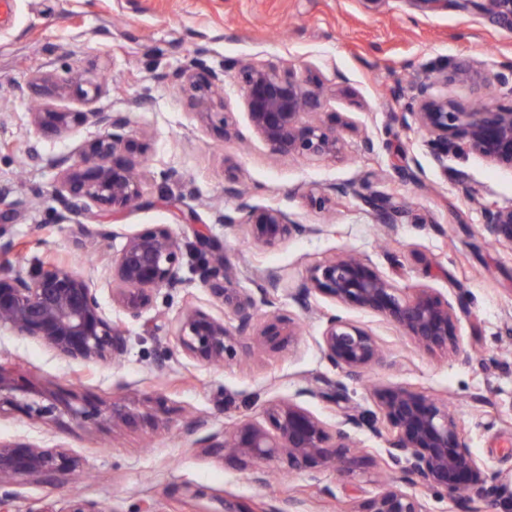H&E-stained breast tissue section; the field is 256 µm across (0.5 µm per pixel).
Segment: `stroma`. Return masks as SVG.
Segmentation results:
<instances>
[{
	"label": "stroma",
	"instance_id": "obj_1",
	"mask_svg": "<svg viewBox=\"0 0 512 512\" xmlns=\"http://www.w3.org/2000/svg\"><path fill=\"white\" fill-rule=\"evenodd\" d=\"M222 69L254 59L311 69L328 85L325 112L343 123V146L333 158L293 159L271 154L253 132L237 87L225 81L224 109L238 131L224 138L189 109L173 78L195 54ZM475 61L488 75L512 64V31L457 0L421 10L410 0H14L0 12V186L9 190L19 218L8 233L15 245L9 262L27 272L51 255L68 257L81 274L99 282L98 296L112 323L126 332L127 351L95 364L67 361L35 340L0 330V365L11 371L13 389L0 404V442L67 448L80 460L72 483L49 485L15 475L8 489L11 512H39L52 504L63 512L74 495L103 512H224L233 501L249 512H356L384 483L378 466L386 444L366 431L356 440L366 461L350 478L322 469L316 476L284 474L278 460L265 462L267 483L252 467L210 455L207 441L247 419L268 426L267 403L295 397L311 386L320 397L307 407L328 425L344 413L371 407L373 386H406L448 402L468 450L496 478L504 494L489 512L512 506V249L480 235L481 203L512 204V169L458 151L447 169L436 167L421 134L399 133L394 120L404 100L397 86L424 72ZM71 66L100 74L106 88L97 103L72 91L46 96L63 111L125 113L129 128L147 143L148 204L105 222L114 239L94 236L76 246L68 225L58 223L54 196L58 172L52 158L71 154L98 132L93 123L44 138L31 122L27 80L37 70ZM374 143L362 150L363 139ZM417 171L419 184L399 181L394 165ZM237 180L251 205L279 207L303 224L323 225L317 236L294 238L272 248L255 245L240 228L214 223L213 209L236 215L238 201L225 185ZM369 180L374 190L400 205L403 217L384 236L370 207L347 197L326 205L313 196L331 184ZM192 181L189 199L237 270L236 288L253 291L257 274L275 270L284 284L276 307L256 305L298 322L299 336L281 351L244 354L233 344L220 365L197 363L182 351L175 326L188 305L237 320L202 287L190 260H183L178 288L157 291L139 319L112 302L105 273L126 235L166 224L183 241L191 226L178 223L166 194ZM352 250L410 289L421 284L470 311L457 339L470 352L465 364L452 352L424 350L378 317L348 311L371 330L387 361L353 382L323 359L318 340L324 321L304 314L293 288L309 269ZM345 385L336 401L323 399L332 384ZM140 415L134 425L107 417L113 403ZM75 408L85 417H72Z\"/></svg>",
	"mask_w": 512,
	"mask_h": 512
}]
</instances>
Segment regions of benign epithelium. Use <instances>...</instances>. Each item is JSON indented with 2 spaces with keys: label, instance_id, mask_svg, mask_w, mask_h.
Instances as JSON below:
<instances>
[{
  "label": "benign epithelium",
  "instance_id": "obj_1",
  "mask_svg": "<svg viewBox=\"0 0 512 512\" xmlns=\"http://www.w3.org/2000/svg\"><path fill=\"white\" fill-rule=\"evenodd\" d=\"M485 9L500 26L512 30V0H483ZM248 111L254 133L279 156L333 158L341 149L336 117L323 119L326 95L324 81L317 75H300L293 65L273 67L259 61H245L231 68ZM181 91L190 108L231 138L235 129L217 97L223 82L205 60L196 55L178 73ZM469 81L512 85V66L493 76L465 64L455 71L426 72L395 95L406 99L404 111L395 121L404 130H417L425 138L433 163L448 168V154L465 149L481 159L512 169V109L502 111L485 104L479 112H468L448 96V84ZM76 89L94 102L103 86L95 76L68 67L60 75L54 70L37 71L27 89L34 95L47 86ZM35 127L46 137H59L71 128L91 120L98 133L72 155L56 157L58 169L55 195L61 207L59 223L70 225L79 238L92 232L87 220H118L129 207L149 204L144 199L142 181L147 176L146 144L128 131L122 112H67L45 106L31 113ZM225 192L240 199L243 220L221 211L214 223L241 226L256 243L272 247L294 238L318 235L322 227L298 224L281 208H257L249 204L235 184ZM8 193L0 189V239L14 221ZM366 202L376 208L388 231L396 229V212L386 208V200L373 192ZM482 237L494 245L512 248V205L496 202L482 205ZM194 227L200 260L201 284L215 298L229 305L237 317L236 331L224 320L190 308L182 315L176 337L191 359L213 364L224 361L235 336H247L262 347L281 349L298 335L295 326H283L274 318L254 322L256 300L275 305L280 277L274 272L257 276L255 294L233 288L234 269L225 263L223 247L200 222L196 211L180 215ZM187 245L168 225L160 224L147 233L126 236V241L108 266L112 302L130 319H138L150 305L153 292L180 286L179 268ZM98 286L79 274L68 262L43 263L28 274H15L8 263L0 265V329L32 338L59 356L82 363L112 359L125 353L127 336L112 326L98 298ZM319 295L342 308L377 315L386 324L425 349H450L465 362L473 358L457 343V324L465 310L459 302L442 299L432 288L421 285L404 293L385 274L369 266L359 256L346 253L309 270L296 298L303 310H312L308 299ZM325 324L318 341L323 358L347 377L358 380L383 360L377 337L367 328L336 313L323 315ZM318 396L311 388H301L296 397L269 403L264 412L272 426L267 430L249 420L240 421L224 434V440L210 445L213 454L228 451L243 464L282 459L290 471L341 466L354 472L351 456L353 435L367 430L386 438L384 466L400 474L396 483L363 501L357 512H425L424 504L412 489L440 488L450 495L471 490L489 505L500 487L485 473L481 462L466 448L459 422L448 404L426 399L403 386L380 387L372 393L373 408L344 414L331 427L308 410L300 398ZM79 468L77 456L65 448L0 443V512L11 492L8 480L18 474H33L53 483ZM66 512H102L98 504L83 497L69 501Z\"/></svg>",
  "mask_w": 512,
  "mask_h": 512
}]
</instances>
